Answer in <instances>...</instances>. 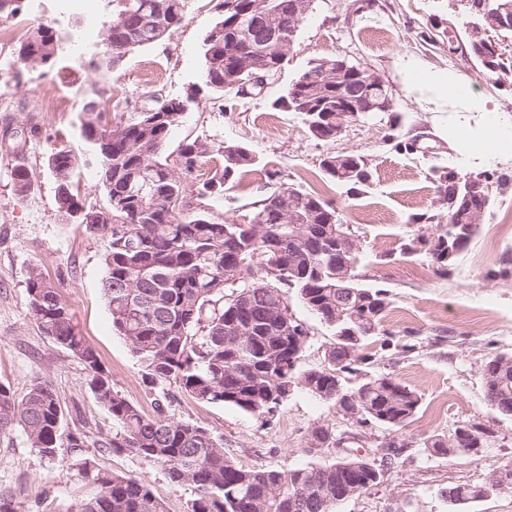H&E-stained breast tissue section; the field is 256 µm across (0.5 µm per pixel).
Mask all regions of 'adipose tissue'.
I'll use <instances>...</instances> for the list:
<instances>
[{"instance_id":"ef3b65f1","label":"adipose tissue","mask_w":512,"mask_h":512,"mask_svg":"<svg viewBox=\"0 0 512 512\" xmlns=\"http://www.w3.org/2000/svg\"><path fill=\"white\" fill-rule=\"evenodd\" d=\"M409 76L429 91L428 101L437 105L452 98L472 99L473 90L465 80L445 73L409 64ZM438 136L453 143L455 161L460 171L467 172L512 157V117L496 109H485L475 115L459 116L436 127Z\"/></svg>"}]
</instances>
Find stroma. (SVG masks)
I'll return each mask as SVG.
<instances>
[{"label":"stroma","mask_w":512,"mask_h":512,"mask_svg":"<svg viewBox=\"0 0 512 512\" xmlns=\"http://www.w3.org/2000/svg\"><path fill=\"white\" fill-rule=\"evenodd\" d=\"M90 3L91 11L61 15L55 0H27L20 14L0 15V26L15 32L14 39L0 42V130L9 128L27 139L17 155L0 147V384L21 398L33 384L48 383L64 411L59 449L52 458L32 448L20 429H0V498L11 501L16 512H76L96 492L94 485L75 477L80 457L87 455L104 470L148 485L165 500L168 512H188L191 487L169 484L161 465L93 446L80 452L70 448L68 436L82 422L90 423L95 436L107 437L112 418L95 401L81 361L32 320L25 281L36 267L58 286L79 331L109 371L114 390L151 411L155 393L112 329L102 289L104 243L59 210L47 158L63 146L83 154L79 118L91 99H99L108 112L117 102L143 107L147 92L154 89L186 99L203 82V39L216 13L213 0H190L184 24L103 72L94 63L105 51L103 33L112 19V2ZM92 14L98 19L94 26L88 20ZM464 18L460 0H313L287 63L264 93L253 98L225 95L220 108L203 98L189 102L168 141L171 155L183 140L196 137L240 143L253 151L256 165L237 176L233 188L211 206V214L227 222L242 223L251 203L277 187L318 191L358 237L361 281L392 294L381 328L415 349L384 351L374 342L365 351L375 357L371 372L391 375L421 394L422 405L404 429L351 426L332 404L302 392L266 418L183 394L168 409L173 419L223 436L227 455L248 469L334 462L335 448L310 446L317 426L357 435L358 448L375 454L387 441L402 443L400 456L385 468L380 484L348 499L338 512H512V488L493 491L463 508L445 496L452 486L483 484L512 459V416L490 406L482 376L487 360L512 351V157L480 168L492 203L448 273L425 255L402 253L405 244L434 238L447 223L445 208L435 204V175L453 166L455 156L451 144L435 132L426 91L408 83L405 62L418 61L467 79L478 103L512 116V80L499 86L481 73L466 50L470 34ZM41 24L62 33L58 55L78 54L76 67L45 70L17 62L20 39ZM88 27L92 39L78 44V35ZM452 34L457 37L454 52L448 49ZM328 56L373 69L393 106L349 124L338 140L323 142L309 135L299 115L273 109L272 103L311 61ZM59 86L73 95V109L44 111L43 100ZM329 153L364 156L371 173L368 187L354 196L326 178L319 163ZM17 164L31 173V188L23 195L16 193L11 176ZM420 213L430 214V221L413 222ZM491 269L497 277H488ZM290 306L310 331L302 367L324 365L334 341L331 328L298 301ZM463 424L489 433L478 455H437L424 447L425 437L451 435Z\"/></svg>","instance_id":"35a3bbf8"}]
</instances>
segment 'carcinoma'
<instances>
[{
	"mask_svg": "<svg viewBox=\"0 0 512 512\" xmlns=\"http://www.w3.org/2000/svg\"><path fill=\"white\" fill-rule=\"evenodd\" d=\"M188 2L112 0L111 23L122 29L112 31V47L95 67L110 70L134 51L161 40L166 31L186 21ZM249 2L254 0H217L218 17L204 39L205 84L218 102L230 92L241 97L261 94V86L233 89L225 80L236 73L248 82L251 74L268 70L272 80L284 65L282 58L293 50L291 45L258 42L231 24ZM289 2L260 0L271 26H278ZM507 4L512 0H474L468 15L487 27L488 17ZM58 42L53 27L40 25L26 33L17 59L24 64L34 60L50 70L57 63ZM325 61L321 58L301 72L273 106L315 123L320 115L311 114L304 100L320 93L323 109L333 110L330 85L336 83V70L325 67ZM153 101L157 111L124 112L113 123L97 101L85 106L80 135L106 191L110 220L88 221L94 206L75 189L79 160L72 150L57 148L47 160L58 208L70 216L83 210L78 222L104 242L103 291L112 328L142 366L147 386L163 389L173 384L198 402L257 417L274 414L301 391L339 405L356 427L376 424L396 432L406 426L421 395L388 374H371L367 368L374 355L362 352L366 342L381 335L391 296L384 288L361 282L356 274L358 251L348 256L347 270L338 275L336 208L314 191L287 186L260 201L242 224L212 216L211 203L224 198L237 175L256 163L255 155L242 144L195 138L184 141L177 158L169 160L165 149L183 116L176 111L181 100L155 94ZM216 157L219 164L200 173L207 160ZM360 164V171L345 172L335 182L360 192L370 178L365 159ZM12 178L17 194L30 190L28 168L15 165ZM284 205L314 213L302 225L303 235H294V225L279 222ZM454 219L450 207L448 223L423 250L437 264H450L448 247L459 254L476 233L471 227L454 237ZM239 266L248 278L234 282L226 272ZM286 288L320 321L333 323V331H356L353 338H335L327 365L302 369L293 361V334L279 315L288 308ZM26 292L38 327L83 363L94 398L112 416L115 430L97 440L99 447L162 465L171 485L194 490L189 512H336V492L346 487L366 492L374 486L375 470L394 457L396 443L389 442L386 454L363 457L357 471L338 468L334 462H307L288 470L245 469L225 455L223 438L197 424L168 418L164 400L169 393L162 392L154 414L148 415L115 391L98 353L77 329L71 306L37 267L28 272ZM338 317L343 321L336 326ZM483 378L489 404L512 416V352L490 358ZM62 423L61 404L47 383L33 384L20 400L0 384V428L21 429L41 454H55ZM458 433L456 429L448 438L432 435L423 441L424 447L443 455L480 452L486 432L470 426L466 446L458 441ZM75 477L97 487L95 496L76 512H167L164 500L148 485L102 470L90 457L81 460Z\"/></svg>",
	"mask_w": 512,
	"mask_h": 512,
	"instance_id": "cac0c4a2",
	"label": "carcinoma"
}]
</instances>
